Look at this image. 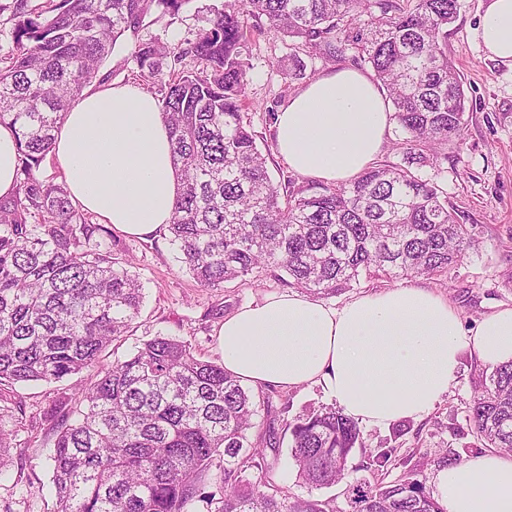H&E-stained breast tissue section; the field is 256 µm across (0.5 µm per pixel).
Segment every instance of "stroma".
I'll return each instance as SVG.
<instances>
[{
  "label": "stroma",
  "instance_id": "stroma-1",
  "mask_svg": "<svg viewBox=\"0 0 512 512\" xmlns=\"http://www.w3.org/2000/svg\"><path fill=\"white\" fill-rule=\"evenodd\" d=\"M224 0H185L178 15L153 8L137 35L122 36L99 75L106 85H130L137 65L138 43L159 40L177 47L195 39L214 9ZM484 0H460L456 21L448 29V54L462 72L471 100L465 115L463 140L449 144L447 158L438 176L456 209L460 223L470 225L478 244L468 251L447 274L412 278L361 277L359 283L329 297L332 306H342L353 297L404 287H423L448 298L465 328L476 327L486 315L512 307V68L486 58L472 31L483 10ZM289 41L274 33H255L249 43L246 94L249 105L245 119L257 136L260 149L269 155V167L276 184H310V177L290 169L276 155L274 122L288 97L314 78L337 66L360 68L354 54L341 62L324 58L305 61L302 75H284L281 61L288 54ZM112 257L130 261L131 270L143 286L144 303L130 331L105 361L124 358L154 336H171L186 341L193 354L204 361L221 362L218 330L225 316L263 296L288 290L285 280L267 273L247 276L214 290L201 288L186 272L167 235L138 239L113 234ZM484 370L475 356L463 354L447 393L431 412L410 421L407 430L396 433L394 426L361 424L367 449L388 448L394 463L387 472L361 466L362 453L351 460L348 480L394 481L404 472L420 470L428 491H435L434 459L468 460L484 449L468 419V408L476 395L475 382ZM94 371L79 378L0 389V429L10 448L4 471L0 472V512H54L48 456L54 432L44 413L55 401L70 394L75 383L94 381ZM255 399L262 403V429L274 431L280 445L271 453L272 477L292 496L308 493L298 481L289 454L285 424L300 412L328 405L316 385L292 390L261 388Z\"/></svg>",
  "mask_w": 512,
  "mask_h": 512
}]
</instances>
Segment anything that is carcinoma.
Segmentation results:
<instances>
[{
  "mask_svg": "<svg viewBox=\"0 0 512 512\" xmlns=\"http://www.w3.org/2000/svg\"><path fill=\"white\" fill-rule=\"evenodd\" d=\"M184 0H30L10 11L12 52L0 58V123L17 127L20 179L0 201V387L57 382L85 370L73 419H63L50 455L56 512H187L210 472H220L211 512H446L414 471L336 498L290 497L270 473L271 436L258 434L257 402L221 364L197 359L187 342L155 336L110 364L102 354L140 314L142 286L112 260L107 233L76 207L65 182L36 171L71 101L96 81L118 38L135 34L153 6L170 15ZM459 0H225L186 46L142 42L139 77L159 86L179 191L171 244L205 289L277 270L316 297L336 295L363 275L445 273L476 247L422 169L437 167L460 140L468 97L448 57ZM292 39L282 67L303 68L299 51L336 60L352 50L393 108L397 163L377 164L349 184L281 194L244 123V48L254 29ZM193 67L164 77L167 55ZM477 436L512 452V363L482 379L470 407ZM297 476L312 489L344 478L364 448L358 422L336 407L288 421Z\"/></svg>",
  "mask_w": 512,
  "mask_h": 512,
  "instance_id": "1",
  "label": "carcinoma"
}]
</instances>
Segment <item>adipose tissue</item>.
Returning <instances> with one entry per match:
<instances>
[{"instance_id":"ef3b65f1","label":"adipose tissue","mask_w":512,"mask_h":512,"mask_svg":"<svg viewBox=\"0 0 512 512\" xmlns=\"http://www.w3.org/2000/svg\"><path fill=\"white\" fill-rule=\"evenodd\" d=\"M473 37L490 60L512 67V0H486ZM393 124L383 91L357 70L320 75L281 106L276 148L297 173L347 183L372 166ZM49 158L71 200L130 237L171 222L178 179L154 96L130 85L88 87L63 113ZM14 126L0 124V198L17 185ZM222 363L243 384L283 390L316 384L344 413L369 425L426 416L463 353L487 366L512 362V307L465 330L447 298L399 288L341 307L289 291L225 317ZM447 512H512V454L488 453L435 475Z\"/></svg>"}]
</instances>
